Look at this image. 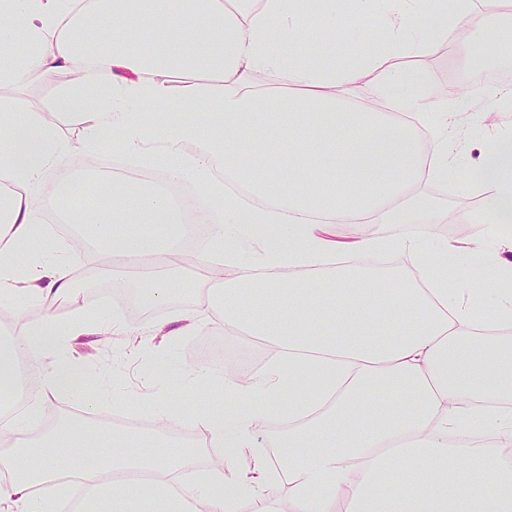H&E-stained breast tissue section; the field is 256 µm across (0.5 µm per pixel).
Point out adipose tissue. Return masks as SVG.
<instances>
[{
    "label": "adipose tissue",
    "mask_w": 512,
    "mask_h": 512,
    "mask_svg": "<svg viewBox=\"0 0 512 512\" xmlns=\"http://www.w3.org/2000/svg\"><path fill=\"white\" fill-rule=\"evenodd\" d=\"M428 4L433 17L417 15ZM477 0H0V88L33 76L70 73L55 112L83 127L89 153L113 145L192 183L208 207L201 241L213 272L193 307H170L181 273L172 259L182 223L166 193L109 191L95 215V241L109 254L153 261L138 278L129 309L169 308V322L139 326L123 314L93 317L77 298L69 252L47 233L34 190L68 145L49 114L0 97V302L16 324L0 337V398L14 394L18 361L52 357L28 389L27 407L0 414V512H56L55 485L75 471L90 494L78 512H512V130L502 131L479 164L483 208L460 243L429 253L424 235L384 237L377 224L408 223L422 184L442 183L455 144L438 122L426 74L406 57L469 29ZM380 9L376 54L337 66L308 38L304 15L328 34L337 17L361 28ZM107 31L88 50L84 16ZM378 70L373 101H352V86ZM279 91L271 99L257 76ZM154 110L157 128L140 114ZM202 111L194 122L186 112ZM250 143L249 161L239 157ZM349 230L336 239L335 225ZM484 253L495 287L460 291L449 277L466 257ZM261 242L246 259L241 239ZM40 252L30 256L31 243ZM409 258L415 276L377 268L374 257ZM235 278H218L224 265ZM71 305L70 319L55 312ZM247 330L272 351L258 371L230 376L206 369L224 402L194 412L213 462L201 464L182 439L115 430L96 418L99 391L81 419L46 423L43 407L77 392L88 375L61 350L85 335L162 336L176 345L213 322ZM399 385L396 402L376 401L382 384ZM288 403V455L253 453V425ZM492 436L490 453L480 440ZM250 467H241L244 456ZM198 469L193 483L172 476ZM396 474L393 491L382 487ZM288 481L280 510L272 484Z\"/></svg>",
    "instance_id": "obj_1"
}]
</instances>
